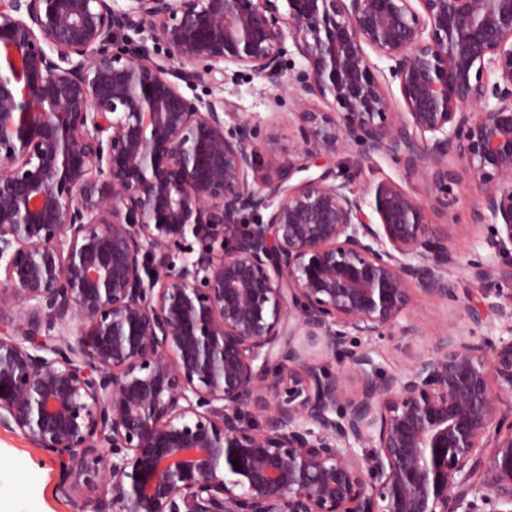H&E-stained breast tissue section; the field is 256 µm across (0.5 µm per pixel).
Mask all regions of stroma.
Instances as JSON below:
<instances>
[{"mask_svg":"<svg viewBox=\"0 0 512 512\" xmlns=\"http://www.w3.org/2000/svg\"><path fill=\"white\" fill-rule=\"evenodd\" d=\"M220 95L233 102L238 112L249 116L253 124L259 126L261 133L276 131L281 151L274 160L267 153H260L259 171L269 170L275 161H300L296 144V106L291 94L267 88L260 78L243 72L236 80L226 82ZM274 112L279 113L280 121L273 128L269 126L268 118ZM387 180L398 183L418 199L427 197L426 183L419 178H406L401 164L386 155L374 156L366 164L359 184L367 187ZM477 199L478 191L473 187L465 194L457 196L452 206L455 224L448 230V250L460 263L454 279L457 288L462 291L471 285L466 271L467 263L487 259L490 254L486 244L491 234L490 226L476 227L471 223V213ZM467 328L469 326L459 303L428 298L424 301V312L419 321L420 334L409 348H398L395 340L386 337L370 340L365 338L361 344L372 350L381 370L397 373L407 367L412 354L430 350L436 337L444 330ZM472 331L478 338L502 336L506 333L503 324L495 319ZM0 462L4 463L6 470L12 475V482L6 489L7 494L24 499L30 512H71L68 502L55 493V467L43 451L33 448L18 435L0 430Z\"/></svg>","mask_w":512,"mask_h":512,"instance_id":"stroma-1","label":"stroma"}]
</instances>
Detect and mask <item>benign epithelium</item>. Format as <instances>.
<instances>
[{"label":"benign epithelium","mask_w":512,"mask_h":512,"mask_svg":"<svg viewBox=\"0 0 512 512\" xmlns=\"http://www.w3.org/2000/svg\"><path fill=\"white\" fill-rule=\"evenodd\" d=\"M275 2L0 0V430L72 512H512V0ZM240 69L293 87L308 158L255 185L250 120L182 90ZM379 154L429 202L382 181L367 213ZM420 292L510 336L384 374L357 341L418 335ZM392 180L420 200H427V185L419 178L407 179L401 164L386 155H375L365 166L364 173L358 182L363 189L374 186L380 181ZM478 194L475 187H470L465 194H457L456 201L451 207L456 225L448 229L447 245L448 251L458 258L461 265L454 275L459 295H462L466 288H473L465 269L467 263L477 259L485 260L490 255L486 240L492 232L491 227L471 225V213Z\"/></svg>","instance_id":"obj_1"}]
</instances>
